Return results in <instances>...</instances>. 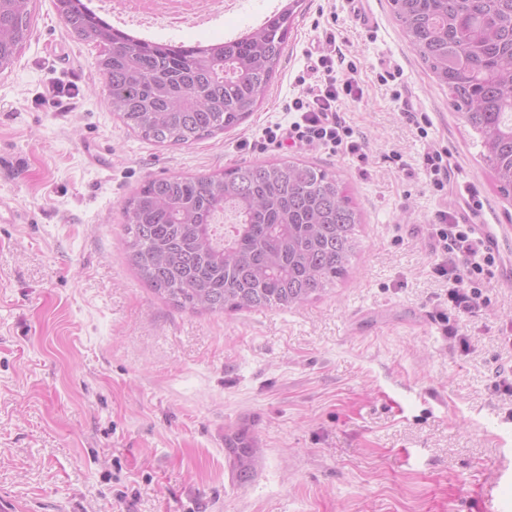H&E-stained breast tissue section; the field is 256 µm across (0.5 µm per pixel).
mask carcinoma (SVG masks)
Wrapping results in <instances>:
<instances>
[{"mask_svg":"<svg viewBox=\"0 0 512 512\" xmlns=\"http://www.w3.org/2000/svg\"><path fill=\"white\" fill-rule=\"evenodd\" d=\"M33 0H0V72L27 38ZM70 33L98 49L112 111L141 139L190 145L256 111L296 9L288 0L245 35L206 45L139 40L83 0H54ZM395 20L448 102L478 136L499 193L512 194V0H391ZM230 213L233 230L215 220ZM126 263L180 310L291 309L343 277L360 250L362 214L347 185L307 162H243L222 172L144 181L124 202ZM239 479L257 448L224 435Z\"/></svg>","mask_w":512,"mask_h":512,"instance_id":"carcinoma-1","label":"carcinoma"}]
</instances>
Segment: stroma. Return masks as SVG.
Instances as JSON below:
<instances>
[{
  "label": "stroma",
  "mask_w": 512,
  "mask_h": 512,
  "mask_svg": "<svg viewBox=\"0 0 512 512\" xmlns=\"http://www.w3.org/2000/svg\"><path fill=\"white\" fill-rule=\"evenodd\" d=\"M285 0H239L223 20L163 30L172 42L236 37ZM304 0L260 107L229 132L160 146L113 112L97 50L53 0L0 74V505L8 512H512V237L486 304L448 338V284L433 271L437 211L512 226V196L394 19L390 0ZM357 68L341 117L366 162L278 147L288 103L320 55ZM426 116L420 137L407 112ZM447 149L455 186L433 194L421 158ZM401 154V163L390 160ZM300 159L340 174L364 213L347 274L298 308L214 315L173 308L127 266L123 203L146 179ZM473 185L475 209L457 191ZM259 452L240 481L224 435Z\"/></svg>",
  "instance_id": "stroma-1"
}]
</instances>
